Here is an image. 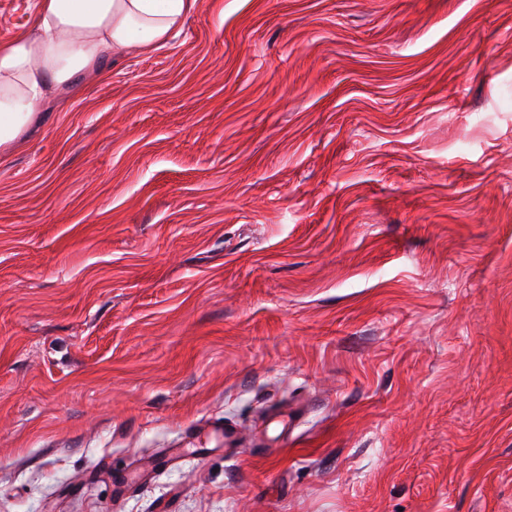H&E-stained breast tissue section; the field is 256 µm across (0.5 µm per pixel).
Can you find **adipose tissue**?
I'll return each instance as SVG.
<instances>
[{"mask_svg":"<svg viewBox=\"0 0 512 512\" xmlns=\"http://www.w3.org/2000/svg\"><path fill=\"white\" fill-rule=\"evenodd\" d=\"M197 0H37L33 27L0 44V153L36 110L67 95L77 74L149 52L178 31Z\"/></svg>","mask_w":512,"mask_h":512,"instance_id":"adipose-tissue-1","label":"adipose tissue"}]
</instances>
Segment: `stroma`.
Instances as JSON below:
<instances>
[{
    "label": "stroma",
    "instance_id": "stroma-1",
    "mask_svg": "<svg viewBox=\"0 0 512 512\" xmlns=\"http://www.w3.org/2000/svg\"><path fill=\"white\" fill-rule=\"evenodd\" d=\"M103 69L0 154V512H512V0Z\"/></svg>",
    "mask_w": 512,
    "mask_h": 512
}]
</instances>
